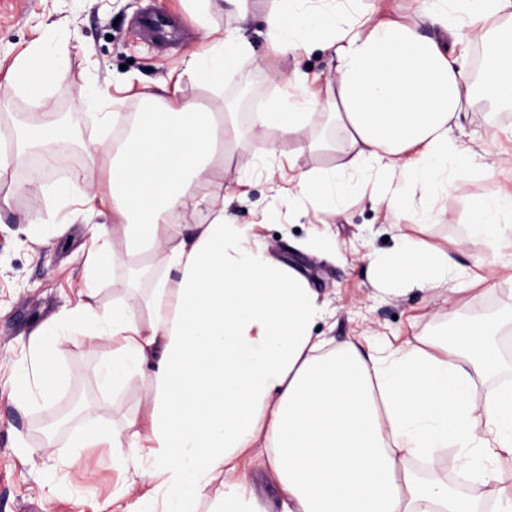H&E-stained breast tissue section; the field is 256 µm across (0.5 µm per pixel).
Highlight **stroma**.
Listing matches in <instances>:
<instances>
[{
    "label": "stroma",
    "instance_id": "obj_1",
    "mask_svg": "<svg viewBox=\"0 0 512 512\" xmlns=\"http://www.w3.org/2000/svg\"><path fill=\"white\" fill-rule=\"evenodd\" d=\"M259 26L258 15L229 17L216 4L207 18H199L189 0H0V87L8 86L19 60L38 54L57 61L65 73L41 104L15 92L0 106V146L11 143L19 119L35 110L66 111L80 144L92 145L99 138L101 113L129 111L139 103L143 87L163 82L179 83L185 95L213 110L233 107L245 126L256 102L280 91L270 84V71L299 69L322 80L333 72L334 62L321 50L273 56L257 34ZM228 30L247 34L250 58L223 84L197 87L185 73L186 59ZM88 89L96 92L98 104L86 110L78 95ZM464 127L466 134L488 142L494 158L512 163V109L492 112L474 102ZM242 157L258 160L261 170L240 169ZM287 166L284 156L247 135L225 157L217 189L229 199L227 219L247 227L251 241L297 269L327 302L315 335L357 341L368 334L373 341L397 346L416 336L436 337L461 319L512 307V243L506 241L491 266L484 255L459 254L476 283L453 300L444 291L393 293L374 284L367 261L368 255L392 251L403 234L453 248L467 233L477 199L512 190L507 176L457 174L441 210L421 227L411 214L389 223L383 209L358 191L347 197L341 215L314 200L289 203L287 193L265 173L269 167ZM34 173L45 188L77 187L85 166L58 161L36 170L23 163L0 171V198L9 197L11 203L10 212L0 215V512H166L169 494L160 478H132L134 470L154 469L153 455L142 450L133 462L113 453L110 441L127 419L144 416L149 374H133L117 390L102 385L99 372L112 361L111 341L91 339L87 324H54L62 311L79 307L84 299L93 224L85 223L81 204L70 197L54 199L49 210L37 206L22 190ZM94 207V224L107 226L110 249L120 258L94 281V305L103 311L133 295L148 297L152 281L130 288L127 266L153 265L152 248L128 238L112 214L107 183H100ZM22 214L27 224L14 225V216ZM42 325L55 328V350L47 363L28 349L30 336ZM46 365L60 379L49 400L34 392ZM22 383L32 390L23 407L15 401ZM61 414L67 417L66 428L48 431L47 420ZM90 426L103 434V442L82 444ZM267 457L264 446L250 449L235 478L262 512H284Z\"/></svg>",
    "mask_w": 512,
    "mask_h": 512
}]
</instances>
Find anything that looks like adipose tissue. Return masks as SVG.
Here are the masks:
<instances>
[{
    "label": "adipose tissue",
    "mask_w": 512,
    "mask_h": 512,
    "mask_svg": "<svg viewBox=\"0 0 512 512\" xmlns=\"http://www.w3.org/2000/svg\"><path fill=\"white\" fill-rule=\"evenodd\" d=\"M415 3L413 18L401 21L361 0H272L262 12L267 42L284 56L329 52L336 66L328 96L313 92L303 73L273 72L288 93L258 105L244 128L234 113L146 88V110L123 144L102 139L88 153L80 197L95 200L97 165L109 160L112 210L138 242L159 250L160 275L143 305L101 312L87 302L59 320H94L95 339L120 340L113 386L155 363L146 439L174 512H195L210 481L232 476L260 439L287 512H512L511 491L486 511L449 494L439 474L451 453L512 455V383L479 387L502 365L495 337L512 327V309L398 348L327 344L313 334L324 306L307 279L226 223L224 198L212 191L223 151L243 130L284 146L321 116L327 137L311 147L335 150L338 161L314 169L289 152V202L312 198L337 208L347 179L361 175L393 217L405 209L408 189L420 187L419 222L428 224L455 174L491 158L482 143L455 134L472 100L512 106V0ZM462 43L479 47L482 83L455 57ZM250 53L245 37L228 36L190 54L186 71L197 84H216ZM63 76L60 65L33 56L19 61L13 87L38 101ZM72 139L62 118L30 114L14 152L0 153V169L11 154L31 151L51 164ZM200 205L209 222L183 223V213ZM507 234L512 195H487L473 204L457 249L478 251ZM372 265L377 282L405 290L445 283L457 293L468 283L453 253L408 236ZM411 459L425 463L428 476L408 467Z\"/></svg>",
    "instance_id": "obj_1"
}]
</instances>
